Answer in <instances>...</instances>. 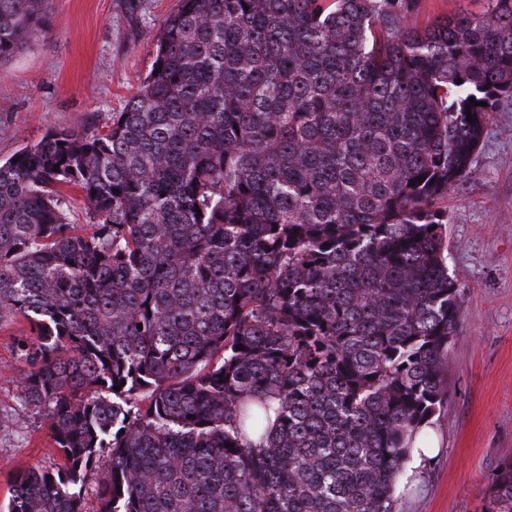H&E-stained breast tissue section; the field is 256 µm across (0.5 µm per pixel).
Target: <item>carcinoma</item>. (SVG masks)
<instances>
[{
  "mask_svg": "<svg viewBox=\"0 0 512 512\" xmlns=\"http://www.w3.org/2000/svg\"><path fill=\"white\" fill-rule=\"evenodd\" d=\"M412 7L179 0L111 123L0 161V324L57 455L7 512H82L103 454L99 512H397L459 335L442 202L512 98V0ZM49 13L0 0V63ZM484 2L479 0H419L407 15L405 25L422 28L437 18H442L457 11H476Z\"/></svg>",
  "mask_w": 512,
  "mask_h": 512,
  "instance_id": "cac0c4a2",
  "label": "carcinoma"
}]
</instances>
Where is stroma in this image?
Here are the masks:
<instances>
[{"label": "stroma", "mask_w": 512, "mask_h": 512, "mask_svg": "<svg viewBox=\"0 0 512 512\" xmlns=\"http://www.w3.org/2000/svg\"><path fill=\"white\" fill-rule=\"evenodd\" d=\"M53 0L51 31L0 63V159L48 129L101 130L149 73L153 40L178 0ZM480 0H418L421 28ZM448 272L463 289L460 334L449 352L448 403L426 430L438 453L397 489L398 512H488L485 491L512 462V99L491 113L467 177L448 194ZM0 326V507L13 473L54 454L48 422L23 403L13 339Z\"/></svg>", "instance_id": "obj_1"}]
</instances>
